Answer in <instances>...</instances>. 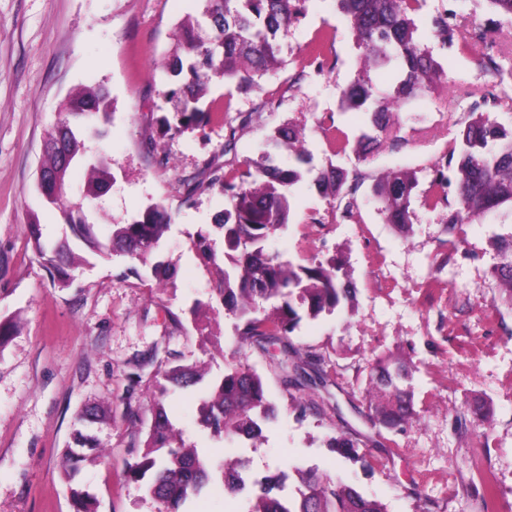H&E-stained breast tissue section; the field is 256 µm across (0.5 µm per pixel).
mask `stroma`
Instances as JSON below:
<instances>
[{"label": "stroma", "mask_w": 512, "mask_h": 512, "mask_svg": "<svg viewBox=\"0 0 512 512\" xmlns=\"http://www.w3.org/2000/svg\"><path fill=\"white\" fill-rule=\"evenodd\" d=\"M201 9L202 0H0V318L16 325L0 348V512H72L60 461L76 413L94 404L111 415L109 424L91 427L102 446L81 472L98 512H164L124 473L159 401L201 455L244 463L240 494L213 479L189 512H243L258 481L295 466L340 476L388 512H485L478 458L493 481L495 512H512V309L492 273L493 243L512 234V209L451 230L441 210L418 207L405 237L386 223L373 195L392 170L413 172L417 193L429 191L482 98H492L491 118L512 130V18L489 0H424L414 15L418 37L449 82L394 108L399 145L363 160L350 150L334 153L325 133L332 124L354 140L368 126L365 113L341 105L362 51L336 0H306L279 40L281 64L259 88L232 79L209 84L200 106L225 110L224 119L160 137L158 121L171 110L164 66L177 28ZM440 13L462 32L482 30L484 40L465 53L441 48L430 28ZM323 34L327 49L309 63ZM490 57L505 78L484 68ZM94 84L109 90L112 112L105 136L87 146L113 176L94 219L127 224L164 205L172 223L154 258L168 273L160 279L127 256L92 255L62 289L35 257L27 224L38 217L49 240L66 231L37 189L43 142L70 92ZM282 125L302 130L311 170L295 185L289 223L268 249L303 265L341 261L356 290L351 303L302 318L289 336L302 359L316 361L324 383L314 390L284 387L278 349L237 336L238 318L212 291L224 267L215 218L230 202L217 186L188 189L207 168L260 160ZM154 147L169 157L168 168L155 164ZM331 165L361 174L353 198L317 189L314 171ZM347 206L353 219L342 216ZM172 311L181 327L172 325ZM379 358L410 368L413 415L396 429L369 421ZM169 362L204 367L207 378L170 390L161 375ZM241 362L263 378L276 416L259 438L217 440L198 422L200 400L212 379ZM302 405L307 413H299ZM339 434L357 442L366 464L330 451L328 440Z\"/></svg>", "instance_id": "obj_1"}]
</instances>
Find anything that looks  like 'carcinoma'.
Returning <instances> with one entry per match:
<instances>
[{
    "mask_svg": "<svg viewBox=\"0 0 512 512\" xmlns=\"http://www.w3.org/2000/svg\"><path fill=\"white\" fill-rule=\"evenodd\" d=\"M420 2L336 0L339 12L364 51L363 66L342 92L346 107L370 113L372 133L362 135L356 145L364 160L381 145L393 146L398 141L391 105L417 98L445 78L432 50L419 42L417 26L410 17ZM301 3L302 0H203L200 19L184 24L178 32L186 58L178 56L168 64L171 75L180 81L167 91L173 119L162 117L161 135L211 121L212 112L201 110L198 102L212 78L236 79L246 87L259 86V80L279 63L277 36L288 34L299 16ZM205 23L215 35L204 41L199 30ZM432 27L442 47L468 49V38L448 22V14L435 16ZM372 69L395 74L391 98L378 99L374 95L369 77ZM486 105L488 100L484 99L470 112L445 156V163L436 169L431 191L416 195L417 181L409 171H392L378 180L373 192L383 204L386 223L409 233L412 205L416 201L425 210H446L442 223L451 231L502 205H512V130L480 111ZM63 112L64 118L51 128L48 136H62L69 162L63 163L52 149L43 154L41 172L59 179L58 191L47 204L62 213L74 237L89 253L108 256L122 252L132 258H147L158 248L169 227L170 215L162 205L150 206L128 224L112 225L108 242L103 243L92 232L82 207L67 203L71 170L87 151L85 137L102 135L93 120L100 115L108 116V92L99 85L84 87L68 98ZM271 141L291 153L292 164L280 167L267 158L253 171L241 172L230 167L212 172V180L224 184L231 204L217 224L224 231V271L214 291L225 310L240 319L237 331L243 340L265 351L279 348L284 384L307 387L316 384V379L305 364L288 363V335L301 320L299 310L312 319L331 314L350 300L353 289L347 275H339L341 266L334 260L294 264L266 249L267 240L289 224L291 188L302 178L299 166L310 163L300 130L292 126L279 128ZM447 170L454 176L452 200L448 198ZM86 175L88 195L100 197L108 172L100 164L89 163ZM315 182L319 189L334 197L343 193L353 195L359 187V176L351 177L332 167L317 172ZM28 229L32 249L53 283L60 288L69 287L74 272L88 260L76 254L66 239L44 241L39 223L28 225ZM497 256L494 273L512 308V236L499 241ZM202 376V370L179 364L165 372V378L182 389L196 385ZM408 377L409 372L402 364L392 370L385 363H377L373 424L394 427L410 419L409 392L398 385ZM108 417L105 409L94 405L80 410L77 421L104 422ZM271 417L273 408L267 401L261 376L243 363L215 384L202 406V422L216 437H254L261 433L259 421ZM99 447L98 438L78 430L73 445L65 450L62 478L69 487L73 512H96L94 497L79 486L78 476L80 463L86 460L82 449ZM328 447L341 456L356 457L355 443L347 436L330 438ZM242 467L239 460L215 467L199 455L197 448L186 445L182 432L160 402L156 403L142 452L125 462L128 476L143 482L145 493L170 506L173 512L200 494L216 471L227 491H237L243 484ZM295 473L298 484L288 495L283 494V475L259 481V492L248 499L247 512H387L385 504L364 496L337 477L299 467Z\"/></svg>",
    "mask_w": 512,
    "mask_h": 512,
    "instance_id": "obj_1",
    "label": "carcinoma"
}]
</instances>
